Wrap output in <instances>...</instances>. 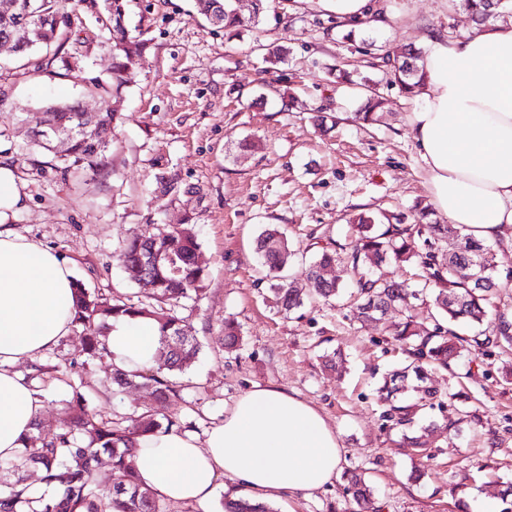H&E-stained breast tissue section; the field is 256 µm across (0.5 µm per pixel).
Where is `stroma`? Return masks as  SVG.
<instances>
[{
    "mask_svg": "<svg viewBox=\"0 0 512 512\" xmlns=\"http://www.w3.org/2000/svg\"><path fill=\"white\" fill-rule=\"evenodd\" d=\"M382 26L352 27L313 0H268L260 29L227 39L206 22L194 0H127L126 24L142 32L148 48L112 105L124 116L109 155L107 180L75 183L22 163L29 131L48 100L81 99L97 108L86 87L112 68L109 46L90 45L76 77H53L12 64L0 47V161L15 162L29 196L13 222L29 238L61 254L75 277L113 295L144 296L128 284L117 261L123 241L158 225L180 223L195 210L194 231L210 260L206 295L182 315L202 350L179 377L182 419L206 432L254 386L273 385L314 406L336 431L343 472L362 473L379 512H501L512 485V354L475 352L434 385L464 398L473 412L453 439L430 435V460L407 454L401 435L383 427L376 376L401 355L391 345L396 320L358 325L346 308L312 302L286 316L273 306L253 255L264 225L278 224L297 251L287 271L301 293V269L323 249L348 245L349 224L361 211H405L428 202L427 173L407 115L416 105L400 84L375 64L399 45L423 46L431 34L456 37L472 21L458 0H370ZM291 50L279 73L261 71L273 43ZM370 76L383 99L381 119L364 128L342 106L348 87L336 70ZM293 95L290 111L260 104L266 79ZM325 109L324 127L314 125ZM181 189L158 199L160 177ZM234 319L241 343L226 351L221 323ZM342 371L325 367L333 353ZM424 467L420 481L412 470ZM342 476L322 489L271 500L274 512H351Z\"/></svg>",
    "mask_w": 512,
    "mask_h": 512,
    "instance_id": "35a3bbf8",
    "label": "stroma"
}]
</instances>
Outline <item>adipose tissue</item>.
I'll use <instances>...</instances> for the list:
<instances>
[{"instance_id": "adipose-tissue-1", "label": "adipose tissue", "mask_w": 512, "mask_h": 512, "mask_svg": "<svg viewBox=\"0 0 512 512\" xmlns=\"http://www.w3.org/2000/svg\"><path fill=\"white\" fill-rule=\"evenodd\" d=\"M424 82L408 115L437 213L479 240L512 237V23L426 38ZM483 80H476V73ZM26 193L0 164V458L14 457L43 405L18 364L71 333L74 277L68 261L19 232L11 219ZM113 362L149 366L158 347L145 317L111 322ZM342 448L309 403L274 386L242 395L205 439L189 432L140 438L142 483L162 500L203 505L220 478L261 498L309 493L333 481Z\"/></svg>"}]
</instances>
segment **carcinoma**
Instances as JSON below:
<instances>
[{
  "label": "carcinoma",
  "instance_id": "cac0c4a2",
  "mask_svg": "<svg viewBox=\"0 0 512 512\" xmlns=\"http://www.w3.org/2000/svg\"><path fill=\"white\" fill-rule=\"evenodd\" d=\"M18 8L9 16L0 13V40L14 34V52L35 72L71 77L78 67L80 48L87 41L71 40V32L58 20L62 13L82 27L90 19L105 35L112 48V71L105 83L96 84L101 99L92 122L81 119L82 103L75 99L52 102L43 107L57 130L68 138L65 152L58 154L30 138L31 151L22 161L38 169L50 168L63 179L81 180L87 175L109 176L107 153L118 127L120 113L112 107L110 90L118 91L129 82L132 66L146 50V42L131 35L125 24L127 0H14ZM473 21L484 25L509 6L499 0H459ZM198 15L229 36L259 27L263 19L261 0H254L252 12L241 15L234 0H195ZM289 48H266L265 61L273 66L285 62ZM422 52L408 48L402 54H383L382 60L406 93L419 84L418 61ZM381 100L366 96L355 112L364 125L379 122ZM195 214L186 223L169 225L151 235L135 234L120 250L117 260L124 278L140 284L149 278L152 288L146 299L135 303L127 297L104 295L76 281V301L72 332L80 349L69 366L50 363V353L28 362L27 377L35 380L37 391L59 386L57 403L70 414L67 424L45 436L41 424L25 440L13 459L0 460V512H161L157 495L144 487L134 472L133 456L137 439L174 428L188 430L189 422L178 419L174 410L182 400V385L176 376L194 362L200 351L197 338L187 334L180 309L188 301H200L207 289L209 259L192 232ZM357 237L350 248L324 250L302 269L310 284L311 300L329 302L341 297L342 288L322 277L321 271L336 262L345 263L355 280V295L349 302L352 318L365 324L380 320L389 311L399 321L392 339L406 355L401 367L386 373L378 387L386 409L383 418L401 433L404 445L414 456L426 457L427 441L419 432L422 412L438 408L442 412L440 433L452 437L461 431L467 411L455 407L445 413L447 400L433 386L431 372L448 369L465 353L489 352L505 344L512 346V304L507 285L512 273H501L492 246L466 234L468 255L454 252L448 225L428 220L427 208L416 207L411 214L379 209L359 214ZM254 253L268 269V291L278 311L291 314L304 305L297 289L283 275L294 250L278 227L271 225L255 239ZM384 264L416 269V281L387 278L378 273ZM431 308L425 319L415 312L418 306ZM124 316H144L159 326V357L163 365L127 372L112 366L111 376L95 381L74 378L75 369L112 354L108 348L109 321ZM226 348L240 342V326L226 318L222 324ZM151 391L152 403L139 412L103 415L94 399L115 397L132 386ZM417 393L410 400L406 393ZM108 461L113 482L99 480V467ZM38 475L39 488L28 483V472ZM346 494L357 512H378L370 485L360 474L346 478ZM224 512H272L262 502L248 497H227Z\"/></svg>",
  "mask_w": 512,
  "mask_h": 512
}]
</instances>
